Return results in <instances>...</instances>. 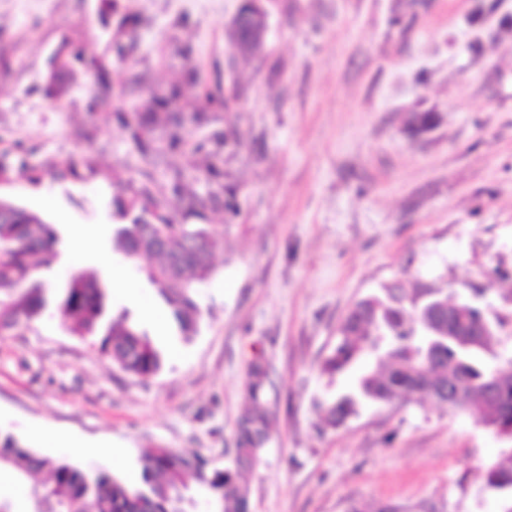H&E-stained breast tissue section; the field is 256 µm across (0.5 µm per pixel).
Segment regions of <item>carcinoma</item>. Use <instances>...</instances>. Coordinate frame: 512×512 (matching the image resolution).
<instances>
[{"instance_id": "carcinoma-1", "label": "carcinoma", "mask_w": 512, "mask_h": 512, "mask_svg": "<svg viewBox=\"0 0 512 512\" xmlns=\"http://www.w3.org/2000/svg\"><path fill=\"white\" fill-rule=\"evenodd\" d=\"M252 0H242L234 19L231 48L242 57L245 31L257 24ZM209 105L226 111L237 98L234 89L218 99L204 93ZM107 80L89 93L93 111L110 104ZM167 103L154 100L139 113L134 148L144 157L153 151L146 137L156 126L170 124ZM235 189L222 194L192 196L188 210L199 212L224 201L234 214ZM115 248L129 259L147 256L156 264L145 276L169 307L185 338L198 331L201 309L198 285L214 273V239L206 224H179L164 211L151 189L129 181L114 199ZM58 234L38 213L0 198V333L28 328L52 308L72 335L121 370L149 377L160 371L161 355L148 335L127 323L126 317L106 315L105 287L97 273L74 270L58 287L36 277L39 267L56 263ZM479 311L468 303L450 302L440 288H418L410 295L391 286L357 302L344 316L335 349L323 359L321 372L329 376L356 370L351 390L323 406L322 429L337 428L363 403H402L428 397L443 401L439 390L452 387L449 409H466L500 436L512 437V357L489 351L494 331L474 335ZM274 388L272 368L265 358L251 359L246 369L248 407L237 421L232 460L225 468H209L197 456L168 448H154L141 456V484L131 486L105 471L89 474L69 460L39 454L13 435L0 437V467L13 470L29 486L32 512H187L194 490L213 512H250L251 489L240 480L253 469L269 440ZM485 487L512 494V448H504L485 470Z\"/></svg>"}]
</instances>
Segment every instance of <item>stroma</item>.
Masks as SVG:
<instances>
[{
  "label": "stroma",
  "mask_w": 512,
  "mask_h": 512,
  "mask_svg": "<svg viewBox=\"0 0 512 512\" xmlns=\"http://www.w3.org/2000/svg\"><path fill=\"white\" fill-rule=\"evenodd\" d=\"M241 0H0V197L56 228L61 283L109 255L128 283L161 306L141 269L112 248L113 201L128 181L150 184L179 223L170 190L206 197L236 190L237 213L208 210L215 272L198 289V333H164L108 289L111 313L149 333L159 373L128 374L70 335L53 312L0 334V432L32 450L106 471L130 484L154 447L228 466L246 404L248 362L272 364L274 419L249 473L251 512H346L350 501L447 512H507L483 469L512 440L462 410L430 400L369 404L318 432L321 401L354 375L322 374L336 329L359 300L395 283L444 289L501 319L494 350L512 356V0H264L262 56L230 47ZM479 24H471L472 16ZM125 58H118L116 46ZM85 51L72 61L71 48ZM112 105L89 112L99 76ZM142 77L120 89L117 77ZM236 87L231 111L207 108L202 90ZM182 117L180 152L160 126L155 150L131 149L136 112L152 95ZM206 111L208 123L192 115ZM435 116L412 135L413 113ZM228 140L202 172L191 142ZM75 163L60 178L51 168ZM98 231L95 252L72 232ZM63 431L121 451L75 454L31 437Z\"/></svg>",
  "instance_id": "stroma-1"
}]
</instances>
